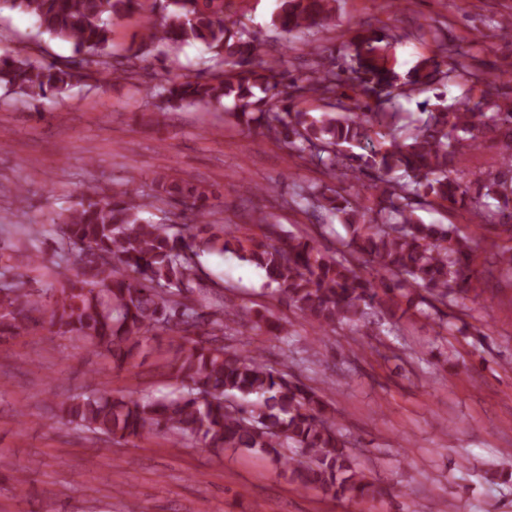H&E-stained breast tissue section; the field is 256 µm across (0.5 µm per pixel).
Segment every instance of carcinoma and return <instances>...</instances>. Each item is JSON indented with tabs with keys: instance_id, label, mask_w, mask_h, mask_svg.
<instances>
[{
	"instance_id": "cac0c4a2",
	"label": "carcinoma",
	"mask_w": 512,
	"mask_h": 512,
	"mask_svg": "<svg viewBox=\"0 0 512 512\" xmlns=\"http://www.w3.org/2000/svg\"><path fill=\"white\" fill-rule=\"evenodd\" d=\"M269 28L300 33L307 71L294 76L281 57L263 52L257 32L234 18L236 0H0V9L31 15L37 29L70 43L73 55L43 62L0 52V89L30 102L62 97L77 84L130 81L138 55L114 48L115 27L143 18L140 51L199 43L208 58L176 80L155 85L156 108L221 104L228 120L259 128L287 157L325 169L349 183L343 194L329 183L297 187L283 200L319 221L318 232L296 235L260 212L246 224L213 220L218 193L209 186L163 175L151 192L126 188L111 195L90 185L69 208L46 216L78 264L96 256L90 276L80 270L51 290L48 308L17 276L0 284V333L21 324L57 329L95 348L115 369L130 364L148 333L159 329L182 341L164 358L182 391L154 399L112 395L103 389L62 399L51 417L110 443L164 435L220 452L237 448L269 458L300 487L363 502L376 493L356 462L326 399L327 381L306 384L269 365L257 350L224 346V321L260 332L272 325L261 311L247 314L224 301L213 311L190 303L200 287L202 251L231 252L265 272L273 293L320 332L338 325L371 329L395 311L448 325V304L512 271V246L475 267L476 242L452 224L419 216L436 207L458 208L467 220L492 226L512 240V163L466 170L462 158L488 141L512 155V101H499L494 66L472 69L470 51L431 26L437 50L406 73L387 66L404 39L362 23L338 54L323 42L334 25L336 0H276ZM480 85L453 102L442 94L422 103L425 120L399 133L400 115L387 111L398 95L434 84ZM371 177L360 201L355 186ZM176 202L194 219L173 225L147 218ZM339 220L348 236L330 247L323 221Z\"/></svg>"
}]
</instances>
